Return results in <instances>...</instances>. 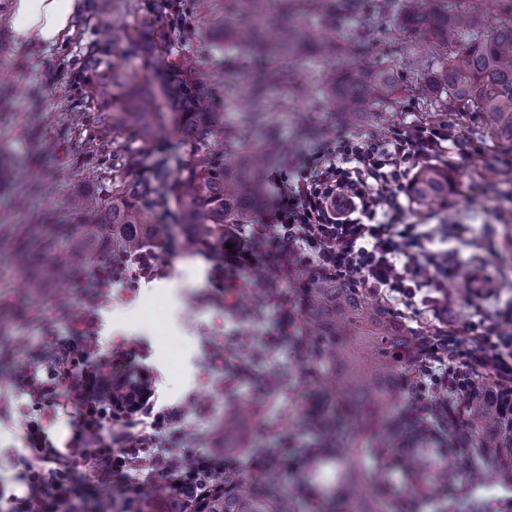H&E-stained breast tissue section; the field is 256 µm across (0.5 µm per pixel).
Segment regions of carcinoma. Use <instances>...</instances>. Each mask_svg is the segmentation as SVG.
Returning a JSON list of instances; mask_svg holds the SVG:
<instances>
[{
	"label": "carcinoma",
	"mask_w": 512,
	"mask_h": 512,
	"mask_svg": "<svg viewBox=\"0 0 512 512\" xmlns=\"http://www.w3.org/2000/svg\"><path fill=\"white\" fill-rule=\"evenodd\" d=\"M221 15L213 24V37L235 53L241 65L293 84L301 91L293 70L283 63L304 55L334 58L348 53L361 60L370 53L363 41L346 44L323 32L311 36L306 27L291 21L296 9L321 14L328 0H278L279 18H269L266 0H222ZM508 19L486 34L460 40L461 31L476 22L455 10L452 0H405L399 23L450 49L445 67L419 85L424 99L448 91V99L472 105L481 112L499 140L512 145V0H501ZM180 28L171 0H152L151 11L124 37L129 55H158L168 59L153 85L138 83L123 64L99 71L97 87L106 99L98 123V139L110 142L113 134L135 127L151 138L166 125L193 139L197 153L186 173L177 176L172 190L182 207L180 228L194 243L215 244L224 239V225L256 214L264 201L266 166L285 149L276 132L258 136L243 125L224 128V145L213 141L217 116L208 110L209 90L194 76L187 49L176 37ZM173 103L174 112H153L149 100L155 90ZM328 96L338 112H360L370 102L389 100L394 84L389 72L358 65L329 83ZM164 159L140 154H112V201L104 204L93 194L74 201L78 223L86 231L71 235L64 249L33 274L27 288L36 293L47 287L63 265L84 262L94 245L133 250L150 237L163 238L169 225L154 222L153 207L166 178ZM451 178L437 166L422 167L412 194L426 205L448 196ZM299 332L282 337L292 351L313 337L319 371L310 377L309 396L316 409L304 419L306 428L323 435V448H297L306 466L297 472L300 486L313 490L323 501L336 498V489L355 487L356 475L342 467L355 453L353 439H336V413L340 412L369 439V451L384 460L376 475L373 503L358 512H394L392 499L401 492L420 494L442 503L455 480L448 460L468 452L477 484L484 483L502 460L490 448L512 447V417L507 395L495 385L468 382L462 374L448 392L440 417L459 420L463 434L453 442L441 434L438 421L399 430L394 446L383 430L400 418L410 374L437 337V327L415 331L390 307L370 301L359 288L330 278L307 279L299 288ZM264 460L253 487L239 488L237 474L224 475V494L209 501L201 512H288L278 484L281 458L275 448H261Z\"/></svg>",
	"instance_id": "1"
}]
</instances>
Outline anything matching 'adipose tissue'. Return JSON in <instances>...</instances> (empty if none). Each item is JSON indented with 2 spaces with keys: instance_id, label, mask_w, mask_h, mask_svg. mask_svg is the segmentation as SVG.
I'll return each mask as SVG.
<instances>
[{
  "instance_id": "obj_1",
  "label": "adipose tissue",
  "mask_w": 512,
  "mask_h": 512,
  "mask_svg": "<svg viewBox=\"0 0 512 512\" xmlns=\"http://www.w3.org/2000/svg\"><path fill=\"white\" fill-rule=\"evenodd\" d=\"M78 7V0H12L17 40L24 44H57L68 33Z\"/></svg>"
}]
</instances>
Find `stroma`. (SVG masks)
<instances>
[{"instance_id":"1","label":"stroma","mask_w":512,"mask_h":512,"mask_svg":"<svg viewBox=\"0 0 512 512\" xmlns=\"http://www.w3.org/2000/svg\"><path fill=\"white\" fill-rule=\"evenodd\" d=\"M130 2L134 13L100 15L92 0H81L69 33L47 47L18 43L9 24L10 0H0V67L25 91L12 111L0 112V148L21 162L11 175L14 191L0 190V240L33 222L51 225L56 231H75L69 205L76 196L91 193L102 201L111 200L113 147L100 145L96 138L99 102L88 93L93 73L82 68L81 59L89 52L106 63L121 56L126 42L116 36V29L132 22L134 14L150 10L149 0ZM335 4L337 34L369 42L373 52L368 65L391 71L399 86L391 101L377 103L351 120L337 117L325 83L331 69L351 67L353 59H308L297 69L306 84L303 96L275 86L266 100L258 102L251 93V79L228 51L205 36L206 25L188 0L181 5L183 41L198 72L224 75L212 90L214 111L223 113L231 124L246 113L262 112L290 141L285 169L314 159L327 141L343 134L384 136L410 123L451 132L459 148L432 160L452 177L447 198L420 206L411 203L409 192H402V200L409 203L402 221L446 225L448 257L459 270L444 283L435 301L408 322L415 328L444 323L461 340L470 341L468 327L478 322L480 313L512 309V148L499 143L482 115L462 103L427 113L415 87L437 62L422 42L400 30L402 0H335ZM116 140L124 150L163 157L174 177L195 159L193 142L169 130L146 140L136 129L127 128ZM28 170L39 177L41 190L30 208L21 211L15 199L27 186L23 174ZM155 248L168 264L169 276L113 289L111 297L102 299L98 310L102 337L116 343L135 338L146 344L141 362L156 381L159 404L182 403L190 393L209 404V418L198 424L202 433L223 437L227 413L240 406L254 409V417L242 422L234 441L233 458L243 481H251L256 473V449L279 447L282 435H290L297 448L316 446L315 433L298 424L311 407L303 391L307 373L302 364L283 350L272 352L262 368L286 374L288 387L268 395L238 390L225 377V366L246 354L244 337L275 332V314L253 303L254 297L264 295V288L254 281L223 301L205 306L193 303V296L209 287L208 258L188 246L179 233ZM26 275L10 251L1 249L0 351L9 352L10 357L0 361V399L9 401L14 393L2 378L25 364V340L38 336L43 325L56 322L59 293H67L70 311L81 315L87 289L64 272L41 298L25 302L21 296ZM214 336L224 345L220 361L208 352L207 343ZM504 498L512 499V466L499 469L474 494L449 495L448 512H485L488 505Z\"/></svg>"}]
</instances>
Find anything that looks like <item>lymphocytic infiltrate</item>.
I'll return each mask as SVG.
<instances>
[{
	"label": "lymphocytic infiltrate",
	"mask_w": 512,
	"mask_h": 512,
	"mask_svg": "<svg viewBox=\"0 0 512 512\" xmlns=\"http://www.w3.org/2000/svg\"><path fill=\"white\" fill-rule=\"evenodd\" d=\"M451 140L445 131L416 123L386 137L343 136L294 176L270 174L276 189L271 223L248 234L229 230L224 247L204 249L219 289L235 288L242 274L255 269L275 270L264 288L278 316L277 333L261 341L262 352L275 349L297 320L282 289L298 273L338 278L411 312L431 301L455 268L447 251L434 249L436 234L401 223V180L421 161L447 152ZM127 259L109 250L75 270L90 285L88 303L120 284ZM58 318L59 325L44 326L37 342L26 344L28 362L11 378L13 391L41 410L40 420L25 426L32 450L28 492L16 499L14 512H57L77 489L88 492L96 483L133 505L129 478L144 470L164 478L169 512H201L223 494L230 471L224 453L196 451L198 436L187 424L188 415L204 417L208 406L158 408L155 385L136 363L139 341L102 346L90 310L75 318L63 309ZM511 322L512 314L501 312L473 325L479 356L431 354L409 386L408 419L428 420L469 361L483 369L511 368L512 336L503 330ZM65 410L74 415V431L61 453L45 425Z\"/></svg>",
	"instance_id": "1"
}]
</instances>
